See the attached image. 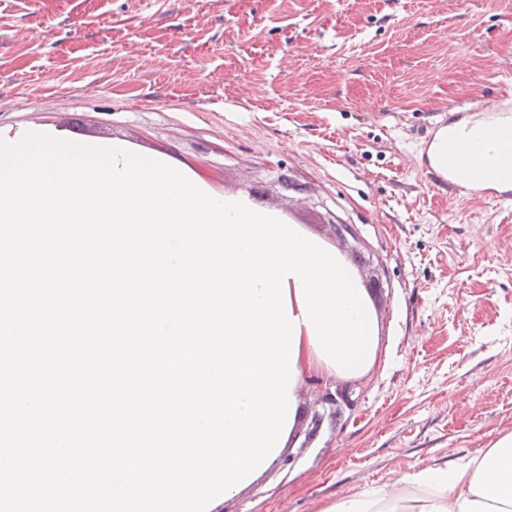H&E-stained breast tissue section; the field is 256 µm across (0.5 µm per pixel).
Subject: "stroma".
I'll list each match as a JSON object with an SVG mask.
<instances>
[{
    "label": "stroma",
    "mask_w": 512,
    "mask_h": 512,
    "mask_svg": "<svg viewBox=\"0 0 512 512\" xmlns=\"http://www.w3.org/2000/svg\"><path fill=\"white\" fill-rule=\"evenodd\" d=\"M505 90L512 0H0V133L167 157L382 284L371 370L305 383L319 435L220 512H317L512 432V202L420 167L449 109Z\"/></svg>",
    "instance_id": "obj_1"
}]
</instances>
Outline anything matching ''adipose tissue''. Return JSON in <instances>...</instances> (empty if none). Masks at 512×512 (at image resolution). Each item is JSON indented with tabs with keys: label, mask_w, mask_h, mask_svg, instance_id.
I'll use <instances>...</instances> for the list:
<instances>
[{
	"label": "adipose tissue",
	"mask_w": 512,
	"mask_h": 512,
	"mask_svg": "<svg viewBox=\"0 0 512 512\" xmlns=\"http://www.w3.org/2000/svg\"><path fill=\"white\" fill-rule=\"evenodd\" d=\"M323 512H512V433L463 463L420 468Z\"/></svg>",
	"instance_id": "obj_1"
}]
</instances>
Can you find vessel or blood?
<instances>
[{
  "label": "vessel or blood",
  "instance_id": "b4317fda",
  "mask_svg": "<svg viewBox=\"0 0 512 512\" xmlns=\"http://www.w3.org/2000/svg\"><path fill=\"white\" fill-rule=\"evenodd\" d=\"M448 147L437 156L423 155L427 175H438L463 197L512 199V106L488 104L448 113ZM498 145L503 160L485 161L480 144Z\"/></svg>",
  "mask_w": 512,
  "mask_h": 512
}]
</instances>
